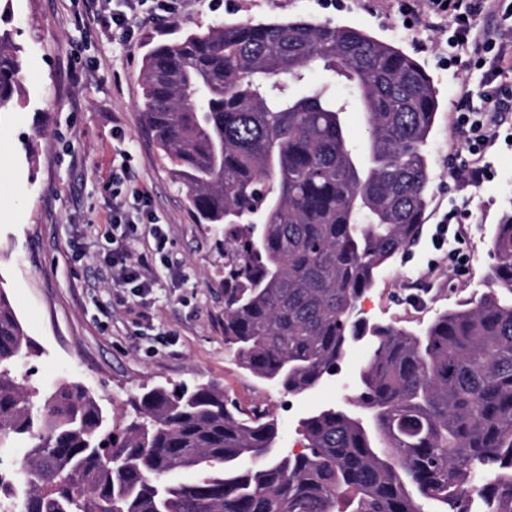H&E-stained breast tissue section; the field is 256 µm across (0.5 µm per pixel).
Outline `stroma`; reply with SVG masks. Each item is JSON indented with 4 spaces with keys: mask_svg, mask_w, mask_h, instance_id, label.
I'll list each match as a JSON object with an SVG mask.
<instances>
[{
    "mask_svg": "<svg viewBox=\"0 0 512 512\" xmlns=\"http://www.w3.org/2000/svg\"><path fill=\"white\" fill-rule=\"evenodd\" d=\"M84 0H12L7 26L23 50L24 100L0 114V284L39 354L25 361L29 381H76L101 396L114 417L142 387L215 383L241 406L260 403L277 417L283 445L300 448L307 412L346 404L330 380L302 396L258 382L224 344V233L196 223L172 164L139 112L142 59L154 44L228 21L307 19L359 29L415 58L437 90L427 146L429 207L416 244L379 275L361 302L372 324L416 328L479 297L492 263L491 238L512 204V111L498 116L491 176L464 185L450 167L466 144L456 129L460 87L481 88L475 64L505 31L501 13H479L475 42L448 50L452 19L407 22L399 0H175L172 13L143 8L126 48L78 23ZM127 163L123 193L146 192L167 243L154 254L139 225L134 254L146 255L158 285L146 302L117 286L105 260L112 234V166ZM464 269L436 249L433 235L461 197Z\"/></svg>",
    "mask_w": 512,
    "mask_h": 512,
    "instance_id": "35a3bbf8",
    "label": "stroma"
}]
</instances>
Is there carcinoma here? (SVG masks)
Instances as JSON below:
<instances>
[{"label":"carcinoma","instance_id":"carcinoma-1","mask_svg":"<svg viewBox=\"0 0 512 512\" xmlns=\"http://www.w3.org/2000/svg\"><path fill=\"white\" fill-rule=\"evenodd\" d=\"M22 67L0 28V113ZM314 67L326 81L307 80ZM141 79L143 121L198 223L224 225L233 359L302 395L364 340L354 409L300 419L298 453L270 411L214 384L145 388L117 425L82 384L18 372L38 349L0 287V454L27 445L0 476L4 512H512V211L478 298L421 330L358 309L429 205L439 101L421 65L346 25L226 22L153 46Z\"/></svg>","mask_w":512,"mask_h":512}]
</instances>
